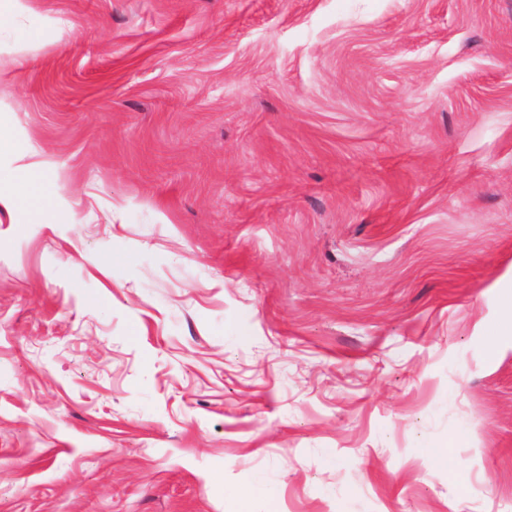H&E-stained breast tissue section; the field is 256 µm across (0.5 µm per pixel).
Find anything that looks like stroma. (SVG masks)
Masks as SVG:
<instances>
[{"instance_id":"obj_1","label":"stroma","mask_w":512,"mask_h":512,"mask_svg":"<svg viewBox=\"0 0 512 512\" xmlns=\"http://www.w3.org/2000/svg\"><path fill=\"white\" fill-rule=\"evenodd\" d=\"M0 133V512H512V0H20ZM0 155H13L17 161H21L16 168L17 175L11 180L8 189L18 205L29 203L35 197L45 169L38 162H22L26 153L10 137L3 136L2 133H0ZM237 505L235 512H270L274 488L260 486L248 491H237L230 495Z\"/></svg>"}]
</instances>
